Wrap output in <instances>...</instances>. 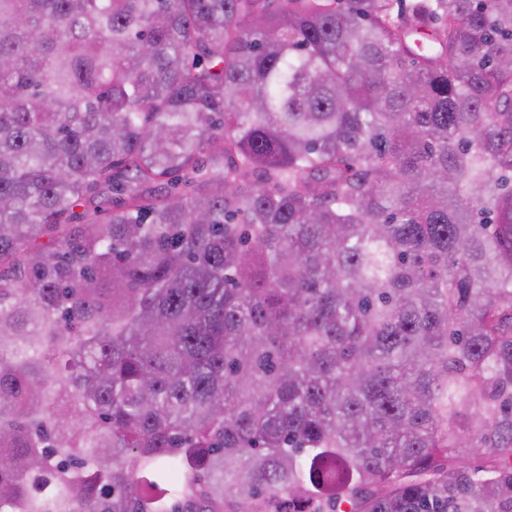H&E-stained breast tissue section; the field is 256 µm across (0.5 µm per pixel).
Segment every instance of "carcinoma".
Masks as SVG:
<instances>
[{"label":"carcinoma","mask_w":512,"mask_h":512,"mask_svg":"<svg viewBox=\"0 0 512 512\" xmlns=\"http://www.w3.org/2000/svg\"><path fill=\"white\" fill-rule=\"evenodd\" d=\"M0 512H512V0H0Z\"/></svg>","instance_id":"obj_1"}]
</instances>
